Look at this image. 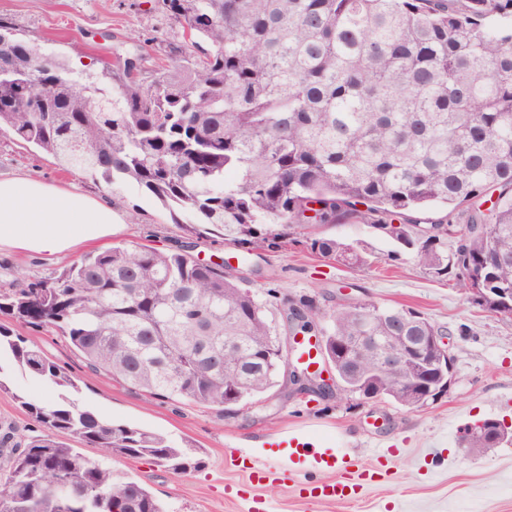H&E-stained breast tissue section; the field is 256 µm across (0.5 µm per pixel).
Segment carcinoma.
<instances>
[{
	"instance_id": "carcinoma-1",
	"label": "carcinoma",
	"mask_w": 512,
	"mask_h": 512,
	"mask_svg": "<svg viewBox=\"0 0 512 512\" xmlns=\"http://www.w3.org/2000/svg\"><path fill=\"white\" fill-rule=\"evenodd\" d=\"M156 3L184 32L178 44L160 42L172 65L153 68L139 54L136 77L116 63L83 75L53 56L37 84L0 80V130L110 191L134 183L253 248L264 224H383L428 273L459 271L464 287L488 289L479 305L512 316V296L495 292L512 289V0ZM1 33L0 68L25 74L39 45L6 18ZM432 208L467 213L451 256L443 240L411 239L415 215ZM309 241L323 257L370 265L359 245ZM300 305L308 335L326 337L341 391L393 397L404 377L359 369L353 337L388 335L384 314L401 309L347 305L322 326L310 301ZM0 313L57 331L93 372L221 412L265 394L288 364L255 293L183 248L87 253L1 291ZM2 352L60 395L18 397L44 432L10 456L0 512H166L143 484L69 441L178 476L201 464L191 443L89 409L66 369L4 323ZM467 438L478 456L512 435L476 424Z\"/></svg>"
}]
</instances>
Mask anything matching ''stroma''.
<instances>
[{"mask_svg":"<svg viewBox=\"0 0 512 512\" xmlns=\"http://www.w3.org/2000/svg\"><path fill=\"white\" fill-rule=\"evenodd\" d=\"M0 17L17 32L39 44L43 52L65 56L75 69L97 68L99 61L141 51L160 59L158 40L181 41L179 25L158 13L155 0H0ZM19 173L58 185H77L85 192L109 199L117 225L111 236L83 244L70 252L77 259L90 251L139 242L161 249L190 245L193 257L219 262L238 259L243 287L252 289L268 307V319L280 340L288 338V310L305 298L323 312L358 301L383 307L409 308L444 330L453 355L452 380L434 401L417 408L390 399L364 401L358 395L320 399L291 394L276 385L258 403L233 412L164 398L149 399L102 372L88 370L66 340L51 329L12 322L15 334L36 342L53 362L75 377L82 401L114 421L166 436L174 444L192 443L201 465L177 476L147 458L114 459L111 467L144 484L167 512H246L244 502L224 497L226 485L242 482L229 448H248L268 454L271 437L297 430L321 440L328 448H352L358 461L373 464L394 446L388 475L374 484L355 505L322 503L317 512H382L393 502L399 512H512V442L471 456L463 442L465 429L484 418L512 425V411L499 410L504 394H512V318L489 312L460 285L457 274L434 277L414 253L398 251L389 238L355 221L324 224L321 238L364 246L372 262L368 268H349L312 251L302 228L290 226L280 237V225H268L270 235L261 252L225 236L207 224L197 235L175 223L161 204L133 185L108 192L91 177L61 170L55 161L0 131V177ZM62 259L25 251H0V289L16 278L38 281L52 276ZM0 375L9 389L0 392V434L13 441L40 433L41 425L22 408L27 396L53 401L57 390L48 382L21 371L12 359L0 357ZM422 448L439 449V456L420 464ZM331 469L304 462L294 478L260 487L273 512H308L298 494L304 482L335 478Z\"/></svg>","mask_w":512,"mask_h":512,"instance_id":"stroma-1","label":"stroma"}]
</instances>
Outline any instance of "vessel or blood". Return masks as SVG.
I'll use <instances>...</instances> for the list:
<instances>
[{
  "instance_id": "b4317fda",
  "label": "vessel or blood",
  "mask_w": 512,
  "mask_h": 512,
  "mask_svg": "<svg viewBox=\"0 0 512 512\" xmlns=\"http://www.w3.org/2000/svg\"><path fill=\"white\" fill-rule=\"evenodd\" d=\"M279 453L264 459H255L246 465L247 482L241 486L228 487L227 492L247 504V512H271L270 503L262 496L253 494L252 489L276 482L287 477L293 460L316 457L317 461L328 469H340L338 478L304 485L300 489L303 500L309 506H316L327 501H341L357 504L365 491L383 475L387 465L386 456H378L375 464L358 469L355 473L343 472L342 466L347 458L343 452H323L315 448L306 435L299 431H285L274 440Z\"/></svg>"
}]
</instances>
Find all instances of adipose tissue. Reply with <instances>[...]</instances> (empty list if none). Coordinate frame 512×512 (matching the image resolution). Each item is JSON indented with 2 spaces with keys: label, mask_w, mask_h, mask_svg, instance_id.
I'll use <instances>...</instances> for the list:
<instances>
[{
  "label": "adipose tissue",
  "mask_w": 512,
  "mask_h": 512,
  "mask_svg": "<svg viewBox=\"0 0 512 512\" xmlns=\"http://www.w3.org/2000/svg\"><path fill=\"white\" fill-rule=\"evenodd\" d=\"M113 211L79 188L62 189L28 174L0 179V249L60 256L111 235Z\"/></svg>",
  "instance_id": "adipose-tissue-1"
}]
</instances>
